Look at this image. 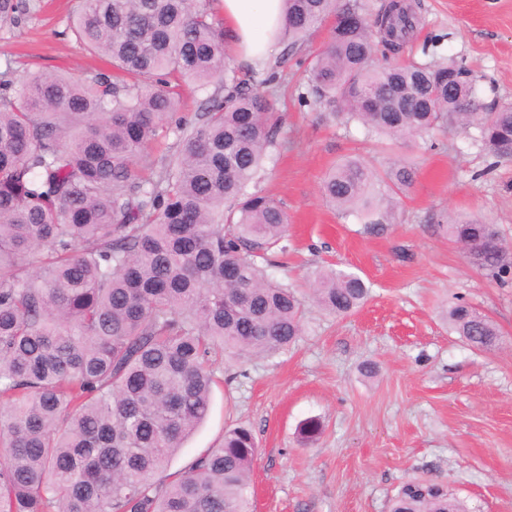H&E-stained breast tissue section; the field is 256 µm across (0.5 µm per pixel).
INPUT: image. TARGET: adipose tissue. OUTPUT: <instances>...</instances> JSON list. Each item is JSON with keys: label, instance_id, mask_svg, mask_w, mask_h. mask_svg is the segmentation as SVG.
Returning a JSON list of instances; mask_svg holds the SVG:
<instances>
[{"label": "adipose tissue", "instance_id": "adipose-tissue-1", "mask_svg": "<svg viewBox=\"0 0 512 512\" xmlns=\"http://www.w3.org/2000/svg\"><path fill=\"white\" fill-rule=\"evenodd\" d=\"M231 46L254 66L265 64L285 25L283 0H220Z\"/></svg>", "mask_w": 512, "mask_h": 512}]
</instances>
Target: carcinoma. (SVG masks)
<instances>
[{
	"mask_svg": "<svg viewBox=\"0 0 512 512\" xmlns=\"http://www.w3.org/2000/svg\"><path fill=\"white\" fill-rule=\"evenodd\" d=\"M298 45L329 17L307 94L392 143L476 124L512 158V108H464L448 68L400 54L412 5L368 13L359 0H284ZM76 36L112 73L0 78V512H251L259 442L236 424L178 474L172 456L206 419L224 357L272 356L303 332L304 301L264 262L288 216L256 184L278 145L272 98L232 69L207 0H82ZM203 90L186 121L179 81ZM165 121L178 142L157 163ZM415 167L350 157L321 193L340 213L393 223ZM466 258L504 282L512 251L494 224L443 220ZM370 295L354 273L321 270L311 298L344 316ZM449 329L488 351L499 331L464 302ZM390 512H466L441 484L412 478ZM177 142V132L173 123H164L159 128L158 135L153 139L144 151L148 160H154L161 155L167 154L173 150Z\"/></svg>",
	"mask_w": 512,
	"mask_h": 512,
	"instance_id": "obj_1",
	"label": "carcinoma"
}]
</instances>
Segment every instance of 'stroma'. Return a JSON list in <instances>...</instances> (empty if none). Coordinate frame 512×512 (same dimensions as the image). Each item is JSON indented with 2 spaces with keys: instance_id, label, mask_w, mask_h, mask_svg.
I'll use <instances>...</instances> for the list:
<instances>
[{
  "instance_id": "1",
  "label": "stroma",
  "mask_w": 512,
  "mask_h": 512,
  "mask_svg": "<svg viewBox=\"0 0 512 512\" xmlns=\"http://www.w3.org/2000/svg\"><path fill=\"white\" fill-rule=\"evenodd\" d=\"M11 2L0 14V75L107 70L71 31L81 0ZM417 14L408 54L436 40L435 58L473 70L482 102L512 106V0H419ZM328 37L324 25L301 45L280 43L263 67L229 58L255 81L280 77L269 89L280 146L258 183L288 213L272 276L306 296L314 272L331 267L361 276L370 297L345 317L307 303L295 346L224 365L205 423L168 471L185 470L242 422L260 446L255 512H388L414 477L444 484L469 512H512V281L470 265L437 226L444 215L476 217L512 248V159L492 162L472 127L388 149L329 107L303 103V64ZM354 155L378 168L402 158L417 165L393 223L374 234L321 195L325 173ZM459 300L493 321L497 348L471 349L449 331L442 312ZM367 362L379 368L370 379L360 373ZM310 418L321 433L303 446L299 428Z\"/></svg>"
}]
</instances>
